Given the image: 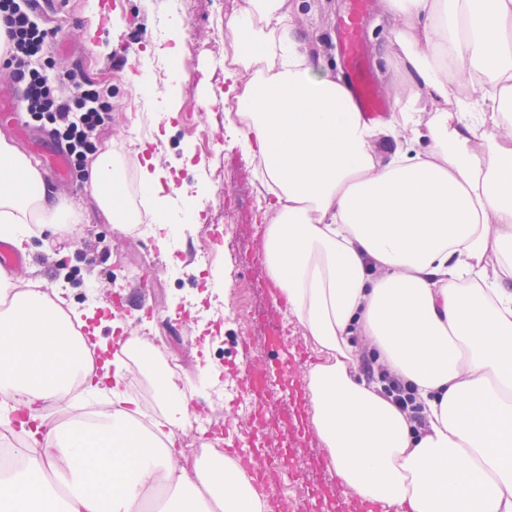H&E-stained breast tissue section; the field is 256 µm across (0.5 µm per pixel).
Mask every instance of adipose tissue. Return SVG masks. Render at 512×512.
<instances>
[{
    "label": "adipose tissue",
    "instance_id": "ef3b65f1",
    "mask_svg": "<svg viewBox=\"0 0 512 512\" xmlns=\"http://www.w3.org/2000/svg\"><path fill=\"white\" fill-rule=\"evenodd\" d=\"M289 0H246L226 25L224 75L277 189L264 229L275 299L316 356L303 377L326 467L356 507L512 512V0H381L409 97L382 126L363 120L341 72L321 67ZM100 209L128 214L111 149L89 171ZM156 158L139 170L157 231H170ZM72 211L0 137V238L59 233ZM92 365L62 302L0 279V424L73 394H109L92 422L28 430L21 465L0 472V512H270L231 458L187 455L190 405L171 373L135 424L126 359ZM410 383L417 426L358 370L362 354Z\"/></svg>",
    "mask_w": 512,
    "mask_h": 512
}]
</instances>
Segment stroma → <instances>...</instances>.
Masks as SVG:
<instances>
[{
  "label": "stroma",
  "mask_w": 512,
  "mask_h": 512,
  "mask_svg": "<svg viewBox=\"0 0 512 512\" xmlns=\"http://www.w3.org/2000/svg\"><path fill=\"white\" fill-rule=\"evenodd\" d=\"M244 5L245 0H115L118 21L104 27L91 0H41L56 29L47 70H74L111 89V122L100 143L158 156L174 180V224L164 244L133 234L111 223L88 184L48 176L47 188L77 210L79 221L62 238L32 236L27 262L13 276L49 298L64 296L68 309L87 316L88 330L109 344L113 330L102 315L112 310L114 295H121L126 331L152 345L155 369L177 366L180 386L193 391L195 411L209 405L201 386L205 363L221 368L226 386L242 381L244 363L277 365L265 340L270 326H278L288 342L295 383H302L315 360L296 320L273 300L263 260L264 227L271 219L267 193L257 178V160L230 119L229 82L213 64L216 55L231 51L225 24ZM346 9L347 0H300L298 30L332 66L342 62L336 34ZM378 17V9H371L364 40L374 80L392 102L401 97L405 76L397 59L382 50L387 31ZM152 57L161 64L155 82L168 86L169 95L143 97L125 80L126 73H143ZM170 109L176 115L163 135L140 137L143 120H158ZM188 197L197 204L199 222L185 220ZM207 246L214 254L209 265L199 260ZM146 274L151 280L145 285ZM242 300L252 313L245 327L237 320ZM243 338L249 343L245 352L239 346ZM306 405V399L291 401L277 387L250 415L228 394L213 424L230 450L251 443L260 459L281 461L278 481L287 512H351V494L326 468L317 437L284 419L289 411L304 413Z\"/></svg>",
  "instance_id": "obj_1"
}]
</instances>
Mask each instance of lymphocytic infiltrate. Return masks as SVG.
<instances>
[{"instance_id":"lymphocytic-infiltrate-1","label":"lymphocytic infiltrate","mask_w":512,"mask_h":512,"mask_svg":"<svg viewBox=\"0 0 512 512\" xmlns=\"http://www.w3.org/2000/svg\"><path fill=\"white\" fill-rule=\"evenodd\" d=\"M0 27L7 39L6 64L19 86L25 121L50 127L64 141L72 171L84 172L89 156L98 151L101 132L111 119L110 89L71 71L51 79L37 63L51 48L54 34L39 13L38 0H0ZM368 379L381 384L384 394L422 423V406L415 393L396 374L368 358L362 363Z\"/></svg>"}]
</instances>
